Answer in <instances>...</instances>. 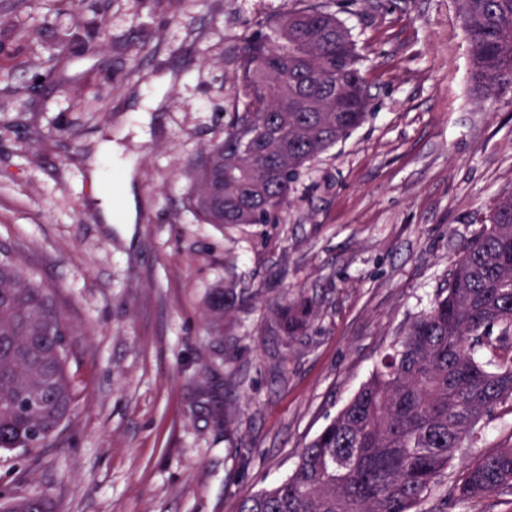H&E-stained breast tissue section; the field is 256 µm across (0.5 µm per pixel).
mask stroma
<instances>
[{
    "label": "stroma",
    "mask_w": 512,
    "mask_h": 512,
    "mask_svg": "<svg viewBox=\"0 0 512 512\" xmlns=\"http://www.w3.org/2000/svg\"><path fill=\"white\" fill-rule=\"evenodd\" d=\"M350 30L372 114L306 165L276 224L197 223L190 163L224 136L235 39L292 0H0V244L51 289L75 408L50 445L0 452V495L52 512H238L271 488L427 310L512 192V103L477 102L458 0H323ZM93 47L60 48L75 20ZM64 54L63 75L50 60ZM133 209V223L101 208ZM249 292L214 338L212 289ZM308 295L305 336L273 308ZM477 451L512 444V406ZM418 512H512V495Z\"/></svg>",
    "instance_id": "stroma-1"
}]
</instances>
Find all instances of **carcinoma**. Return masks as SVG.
Returning <instances> with one entry per match:
<instances>
[{
  "label": "carcinoma",
  "mask_w": 512,
  "mask_h": 512,
  "mask_svg": "<svg viewBox=\"0 0 512 512\" xmlns=\"http://www.w3.org/2000/svg\"><path fill=\"white\" fill-rule=\"evenodd\" d=\"M238 38L234 100L224 139L191 165L189 205L201 224H277L306 164L368 119L371 98L348 28L321 0H296ZM481 98L512 102V0H459ZM448 272L432 307L414 318L354 397L302 450L292 472L244 497L238 512H414L478 445L480 423L512 403V193L496 197ZM228 292L207 301L224 324ZM309 299L275 307L295 339ZM67 329L49 287L0 250V451L38 449L75 406ZM512 492V445L481 453L450 493L474 502ZM0 512H51L42 495L10 498Z\"/></svg>",
  "instance_id": "carcinoma-1"
}]
</instances>
